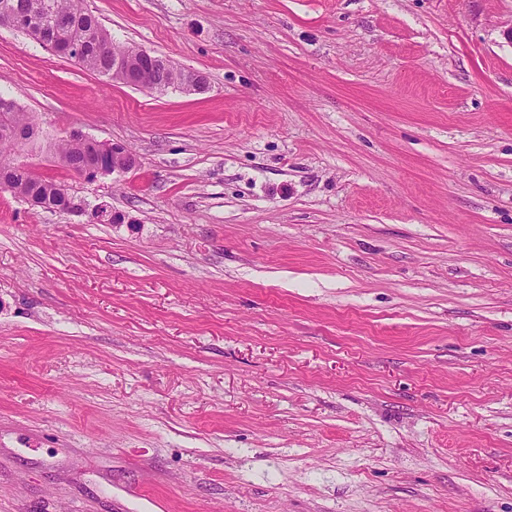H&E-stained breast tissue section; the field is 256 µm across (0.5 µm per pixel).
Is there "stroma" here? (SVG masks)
Instances as JSON below:
<instances>
[{
    "label": "stroma",
    "mask_w": 512,
    "mask_h": 512,
    "mask_svg": "<svg viewBox=\"0 0 512 512\" xmlns=\"http://www.w3.org/2000/svg\"><path fill=\"white\" fill-rule=\"evenodd\" d=\"M86 4L206 88L0 28V512H512V0ZM29 119L32 121L33 126L28 128L22 127L29 125ZM0 120L1 122L10 121L14 124L7 127L0 126V137L2 138H0V158L11 153L12 145L14 149L11 156L1 158L0 160V191L6 190L13 194L14 190L15 196L19 198L28 197L25 201L34 207L81 212L83 205L76 202L75 198L68 192V189L61 184L58 188L62 194V198L55 206L47 208L45 205L30 198V196H34L40 202L50 205L55 203L57 195L59 194L55 183L34 179L33 177L42 178L37 177L27 166L18 161V155L21 149L36 135V123L32 119V116H27L25 112H21L15 102L2 97H0ZM17 168L26 169L32 177L25 171H15L11 175L12 189L9 182V175ZM71 140L89 142L96 145L97 148H106L109 153L112 154V167L105 166L101 160H95L83 170H79L86 163L87 156L91 153H95V150L92 147L85 146L81 142L78 143ZM55 153L62 165L67 168H69L68 164L71 165L74 168L70 167L73 172L87 181H94L98 177L113 175L114 173H125L136 165L135 156L123 146L97 141L79 131H73L66 136V138L58 144ZM59 153L68 164L62 160Z\"/></svg>",
    "instance_id": "1"
}]
</instances>
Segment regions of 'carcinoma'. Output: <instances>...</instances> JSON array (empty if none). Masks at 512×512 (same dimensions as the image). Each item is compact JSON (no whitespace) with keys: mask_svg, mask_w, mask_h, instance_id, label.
<instances>
[{"mask_svg":"<svg viewBox=\"0 0 512 512\" xmlns=\"http://www.w3.org/2000/svg\"><path fill=\"white\" fill-rule=\"evenodd\" d=\"M52 14L46 19V28L53 27L54 18L63 17L73 26L75 33L84 37L86 49L84 54L75 59L83 68L103 76H112V59L122 56L126 47L116 45L111 34L99 19L84 7V0H50ZM146 70L148 81L168 89L179 84L184 71L173 66H154L148 62L141 63ZM0 120L9 121L15 125L27 126L30 120L15 102L0 97ZM60 155L74 169H80L87 156L94 148L71 140H63L58 144ZM12 188L15 196L37 198L47 205L56 201L58 190L54 183L36 180L24 171H15L11 175Z\"/></svg>","mask_w":512,"mask_h":512,"instance_id":"carcinoma-1","label":"carcinoma"}]
</instances>
